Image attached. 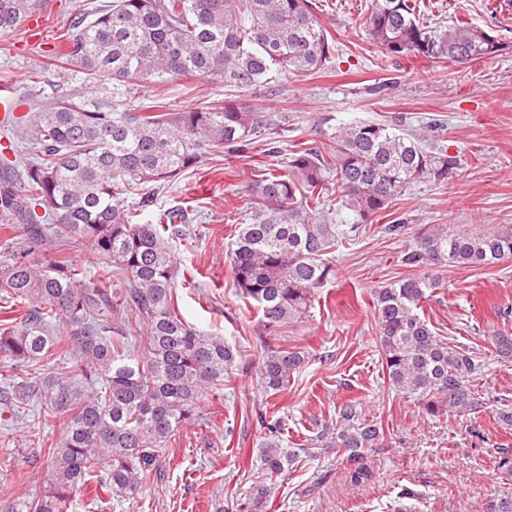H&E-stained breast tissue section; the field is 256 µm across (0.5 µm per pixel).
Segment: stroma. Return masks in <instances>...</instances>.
<instances>
[{
  "mask_svg": "<svg viewBox=\"0 0 512 512\" xmlns=\"http://www.w3.org/2000/svg\"><path fill=\"white\" fill-rule=\"evenodd\" d=\"M106 0H41L25 24L0 36V84L33 111L59 83L49 56L74 14ZM429 18L462 20L490 31L504 45L493 58L466 65L427 64L387 54L364 27L371 0H312L336 42V58L318 73L276 81L241 93L266 108L274 123L252 149L227 160L204 155L199 164L161 188L154 209H181L187 221L171 238L177 263L173 291L179 313L197 330L219 336L242 356L224 390L203 397L200 417L162 450L150 480L132 498L78 497L74 512H489L512 497V473L498 469L500 449H512V426L498 418L512 408V362L498 360L495 334L512 336V259L493 267L434 269L440 282L424 316L448 341L480 353L485 367L471 389L479 405L460 417L451 409L426 413L396 394L384 375L370 291L410 275L402 258L432 224L512 227V13L500 0H423ZM223 84L192 78L171 85L166 109L182 112L224 99ZM359 122L393 125L404 133L435 134L462 166L447 182L414 183L373 223L340 239L332 255L336 277L319 289L303 323L263 337L254 308L232 286L227 250L246 218L245 187L270 148L285 161L296 145L320 146L336 128ZM397 232H389V225ZM71 256L85 280L103 279L92 246L66 253L58 243L28 260L43 264ZM296 347L309 363L283 391L264 392L257 374L265 345ZM361 399L380 422L385 445L350 461L333 448L300 456L278 478L263 506L249 488L257 477L264 437L261 414L282 418L285 442H301L336 424L341 401ZM40 436L47 447L63 437L43 421L38 402L0 404V504L38 491L45 475L36 463Z\"/></svg>",
  "mask_w": 512,
  "mask_h": 512,
  "instance_id": "1",
  "label": "stroma"
}]
</instances>
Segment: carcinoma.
<instances>
[{
  "label": "carcinoma",
  "mask_w": 512,
  "mask_h": 512,
  "mask_svg": "<svg viewBox=\"0 0 512 512\" xmlns=\"http://www.w3.org/2000/svg\"><path fill=\"white\" fill-rule=\"evenodd\" d=\"M417 0H371L365 28L389 54L431 64H467L501 48L469 22L427 24ZM39 0H0V35L12 32ZM57 62L62 81L22 128L36 146L25 165L26 196L0 193L4 212L24 221L26 245L49 236L76 247L89 243L106 274H126V287L92 286L62 257L46 266L19 258L0 269V294L26 308L0 320V354L19 371L48 357L71 361L70 374L21 380L20 395L62 421L64 436L43 453V490L5 512H69L85 488L133 496L151 477L160 451L190 420L203 393L221 390L238 370V351L206 336L176 311L175 267L168 233L184 213L158 210L155 223L133 222L128 196L146 183H168L205 152H244L271 116L236 97L183 112H160L167 86L187 78L247 91L280 77L314 74L332 63L333 39L311 0H112L74 16ZM151 87L154 104L140 101ZM461 166L444 147L388 125L360 122L336 131L329 144L289 154L283 173L261 166L248 184L246 222L235 229L228 258L236 293L253 304L267 336L305 318L318 289L336 275L329 214L347 211L370 224L417 182L443 183ZM336 178L338 193L327 184ZM43 214H38V211ZM512 259V231L482 227L423 229L403 257L423 273L371 289L385 375L397 393L435 415L464 416L479 405L470 382L484 364L470 349L437 336L419 310L439 287L435 267H489ZM146 320L143 347L116 336L121 309ZM496 356L512 361V336L495 337ZM309 362L303 351L272 345L259 366L264 388L279 391ZM106 374L104 391L94 389ZM259 469L288 472L296 451L283 446L282 424L264 422ZM384 431L357 401L338 410L336 427L304 448H336L352 461L379 448Z\"/></svg>",
  "instance_id": "1"
}]
</instances>
